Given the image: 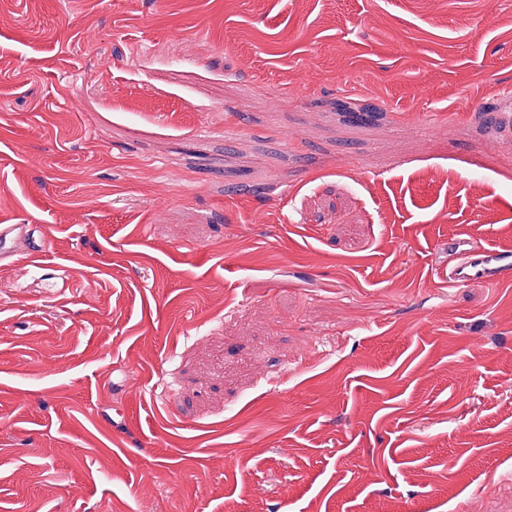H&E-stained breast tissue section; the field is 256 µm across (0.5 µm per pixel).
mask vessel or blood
<instances>
[{"label": "vessel or blood", "mask_w": 512, "mask_h": 512, "mask_svg": "<svg viewBox=\"0 0 512 512\" xmlns=\"http://www.w3.org/2000/svg\"><path fill=\"white\" fill-rule=\"evenodd\" d=\"M448 252L456 259L449 270V286L458 287L477 281L495 284L512 276V259L491 248L474 249L468 239H449Z\"/></svg>", "instance_id": "1"}]
</instances>
